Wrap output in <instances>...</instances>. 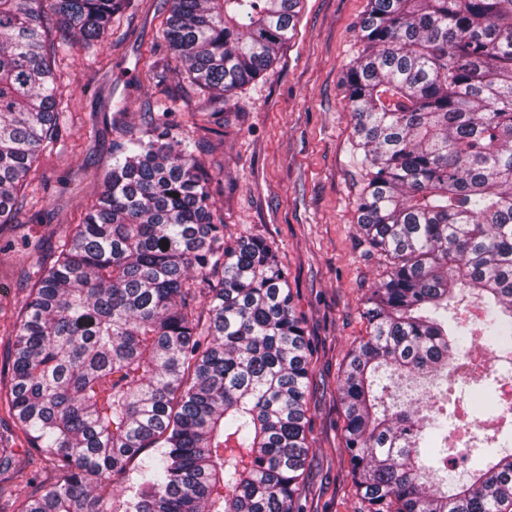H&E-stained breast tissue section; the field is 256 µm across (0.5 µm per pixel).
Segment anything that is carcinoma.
Instances as JSON below:
<instances>
[{
	"label": "carcinoma",
	"instance_id": "carcinoma-1",
	"mask_svg": "<svg viewBox=\"0 0 512 512\" xmlns=\"http://www.w3.org/2000/svg\"><path fill=\"white\" fill-rule=\"evenodd\" d=\"M132 2L0 0L1 225L61 132L50 24L102 42ZM170 2V59L225 105L271 70L300 4ZM357 38L344 84L366 175L358 230L386 273L338 388L351 478L367 512H512L507 445L469 460L465 480L448 466L442 420L471 396L391 407L382 383L386 370L446 376L469 346L512 359V0H368ZM167 116L112 153L21 308L0 395L55 475L12 493L0 444L13 512H305L310 341L276 250L224 239ZM473 380L508 426L488 440L512 441L498 375ZM441 472L446 492L430 480Z\"/></svg>",
	"mask_w": 512,
	"mask_h": 512
}]
</instances>
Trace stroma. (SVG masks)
I'll use <instances>...</instances> for the list:
<instances>
[{
    "label": "stroma",
    "instance_id": "obj_1",
    "mask_svg": "<svg viewBox=\"0 0 512 512\" xmlns=\"http://www.w3.org/2000/svg\"><path fill=\"white\" fill-rule=\"evenodd\" d=\"M117 17L106 43L79 44L57 56L67 120L27 177L28 204L0 226V371H6L17 313L61 238L82 217L112 162L115 144L140 135L151 114L170 111L190 134L210 175L225 236L270 243L288 276L297 315L314 351L307 440L312 460L298 497L308 512H366L349 476L338 387L349 351L368 332L363 302L381 281L382 262L357 232L364 173L344 74L361 49L355 28L368 0H302L295 29L267 75L237 90L223 108L167 71L146 81L149 63L166 62L161 35L169 0H136ZM90 164L73 166V154Z\"/></svg>",
    "mask_w": 512,
    "mask_h": 512
}]
</instances>
